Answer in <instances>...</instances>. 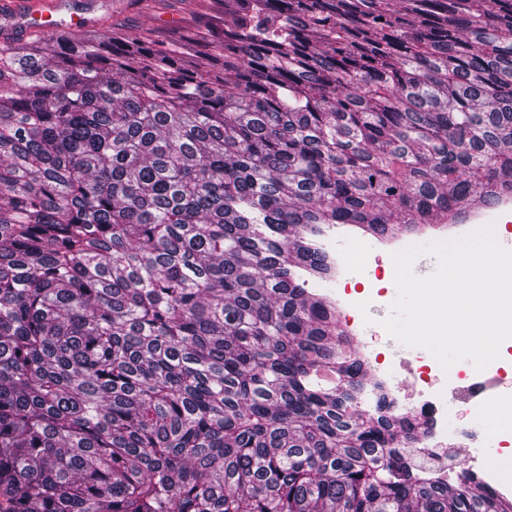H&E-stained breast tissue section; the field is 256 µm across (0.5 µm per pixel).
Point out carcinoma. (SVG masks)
Instances as JSON below:
<instances>
[{
  "mask_svg": "<svg viewBox=\"0 0 512 512\" xmlns=\"http://www.w3.org/2000/svg\"><path fill=\"white\" fill-rule=\"evenodd\" d=\"M213 2L0 48V512H512L303 275L512 193V0ZM373 239H366L362 237L357 229L353 235L336 234L330 241L332 248L341 254L353 255L358 248H369V242ZM355 257L360 259L361 253L356 252Z\"/></svg>",
  "mask_w": 512,
  "mask_h": 512,
  "instance_id": "1",
  "label": "carcinoma"
}]
</instances>
